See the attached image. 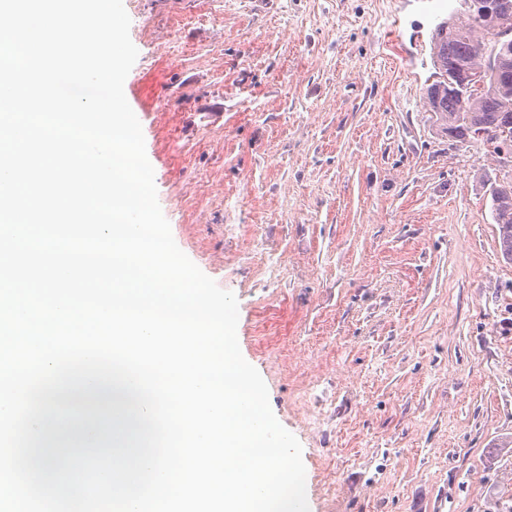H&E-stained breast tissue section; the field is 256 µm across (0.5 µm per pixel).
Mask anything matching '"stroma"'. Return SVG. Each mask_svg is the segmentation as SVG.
Segmentation results:
<instances>
[{
  "label": "stroma",
  "mask_w": 512,
  "mask_h": 512,
  "mask_svg": "<svg viewBox=\"0 0 512 512\" xmlns=\"http://www.w3.org/2000/svg\"><path fill=\"white\" fill-rule=\"evenodd\" d=\"M123 4L160 208L237 298L309 512H512L505 169L426 98L457 0ZM502 180L511 184L509 191L489 190L491 196L492 208L494 213L495 224H498L499 241L503 254L512 261V177L505 175Z\"/></svg>",
  "instance_id": "35a3bbf8"
}]
</instances>
